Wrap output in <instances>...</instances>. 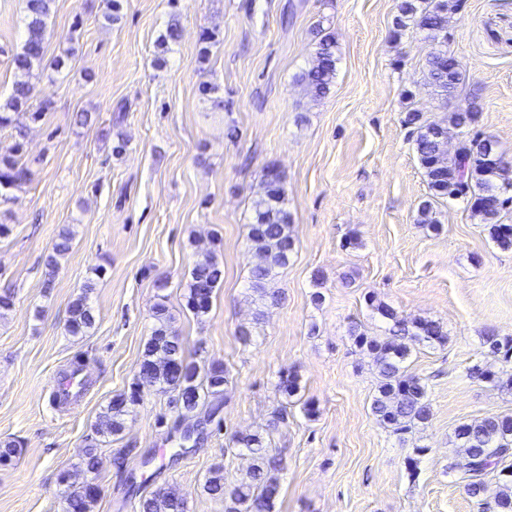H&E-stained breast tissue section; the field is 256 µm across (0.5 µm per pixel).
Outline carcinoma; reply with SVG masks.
<instances>
[{
  "label": "carcinoma",
  "instance_id": "cac0c4a2",
  "mask_svg": "<svg viewBox=\"0 0 512 512\" xmlns=\"http://www.w3.org/2000/svg\"><path fill=\"white\" fill-rule=\"evenodd\" d=\"M54 0H26L25 41L14 54L12 64L18 76L13 93L0 100V128L22 127L23 120H40L49 104L31 109L34 86L30 78L34 68L44 60L47 42V19ZM461 0H399L391 38L400 41L405 35L419 34L430 45L423 63V79L437 96L438 106L446 111L439 119H430L415 110L405 112L404 123L410 128L413 147L429 195L417 209L416 222L433 232L440 231L435 204L452 199L464 205L479 223L487 226L498 248L512 250V163L505 161L496 137L483 130L484 104L477 91L459 99V89L466 83L462 65L448 67L453 53L448 50V23L460 7ZM180 25L171 16L160 35L165 48L179 41ZM315 60L296 76L305 95L319 101L328 95L336 79V42L323 28L313 30ZM459 103L448 108L453 100ZM465 133L461 147L448 153L450 131ZM22 144L0 154V201L14 199L12 191L29 180V169L21 162ZM253 220L247 239L259 256L251 269L249 288L263 307L279 304L282 292L272 287L279 270L288 265L295 248L292 216L287 207L286 180L274 164L266 166L260 177L259 191L252 202ZM72 248V235L59 234L52 252L45 259L43 287H53L60 260ZM224 282V263L216 253L206 252L195 260L187 282L186 308L203 317L211 309L216 289ZM366 302L387 324L383 336H369L354 324L348 333L354 344L372 360L378 376L377 392L371 412L381 425L404 440L413 428L426 425L432 417L428 387L409 370L408 359L420 346H443L448 332L443 325L428 318H409L391 306L369 296ZM153 327L145 344L139 369L129 388L116 394L100 411L94 424L95 434L112 437L124 430L126 417L133 413L145 393L153 391L168 396L180 420L205 413L211 424L220 417L223 397L233 376L221 362L200 365L187 359L179 334L172 326L165 296H158L151 307ZM96 317L87 294L69 305L67 332L87 336L94 329ZM484 347L492 361L469 368L468 375L497 387L512 385L503 379L499 365L512 362V339L486 333ZM276 390L292 398L301 390L299 375L291 370L280 373ZM286 408L278 407L266 428L259 432H236L230 442L238 451L250 456L252 465L246 477L234 488L224 486V472L217 466L209 472L203 490L224 501V512H275L285 470L281 452L271 447L270 434L285 422ZM464 459L470 464L467 488L473 498L488 492L487 477L498 480L493 496V512H512V415H496L461 423L454 431ZM97 494L73 490L65 499L64 512H92ZM139 512H186V500L179 491L157 487L139 500Z\"/></svg>",
  "mask_w": 512,
  "mask_h": 512
}]
</instances>
